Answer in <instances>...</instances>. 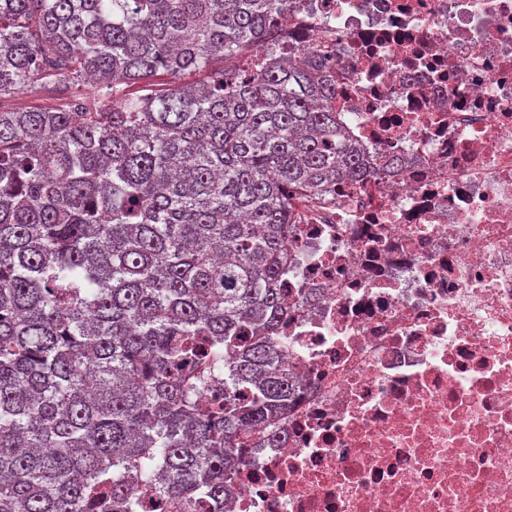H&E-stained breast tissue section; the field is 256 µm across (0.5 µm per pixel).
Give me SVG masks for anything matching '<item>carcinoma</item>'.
Returning a JSON list of instances; mask_svg holds the SVG:
<instances>
[{"label":"carcinoma","mask_w":512,"mask_h":512,"mask_svg":"<svg viewBox=\"0 0 512 512\" xmlns=\"http://www.w3.org/2000/svg\"><path fill=\"white\" fill-rule=\"evenodd\" d=\"M292 8L0 0V98L61 97L0 108V512H226L245 431L280 439L294 202L366 175L327 58L269 50Z\"/></svg>","instance_id":"carcinoma-1"}]
</instances>
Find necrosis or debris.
I'll return each mask as SVG.
<instances>
[{
    "instance_id": "obj_1",
    "label": "necrosis or debris",
    "mask_w": 512,
    "mask_h": 512,
    "mask_svg": "<svg viewBox=\"0 0 512 512\" xmlns=\"http://www.w3.org/2000/svg\"><path fill=\"white\" fill-rule=\"evenodd\" d=\"M279 29L330 60L369 176L289 229L299 390L231 512H512V0H295Z\"/></svg>"
}]
</instances>
